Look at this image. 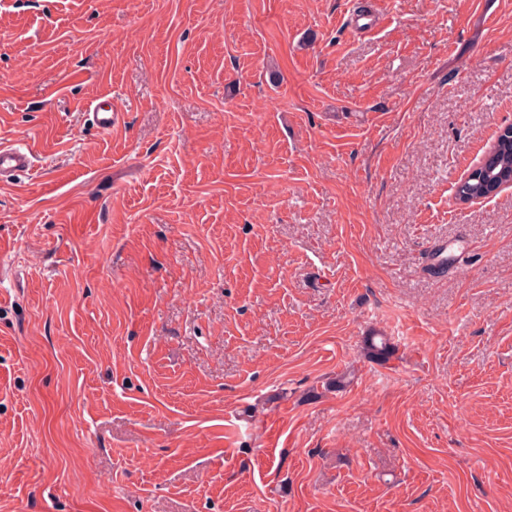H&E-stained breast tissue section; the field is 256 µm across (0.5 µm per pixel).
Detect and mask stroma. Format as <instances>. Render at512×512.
Masks as SVG:
<instances>
[{
	"instance_id": "obj_1",
	"label": "stroma",
	"mask_w": 512,
	"mask_h": 512,
	"mask_svg": "<svg viewBox=\"0 0 512 512\" xmlns=\"http://www.w3.org/2000/svg\"><path fill=\"white\" fill-rule=\"evenodd\" d=\"M506 124L512 0H0V512H512ZM89 114L92 116L93 125L104 133L112 132V128L121 122L124 115L113 108L112 96L102 102L99 99L92 101ZM31 151L22 145H0V179H9L33 168ZM362 350L369 359L385 363L394 354L395 347L383 333L372 331L364 337Z\"/></svg>"
}]
</instances>
